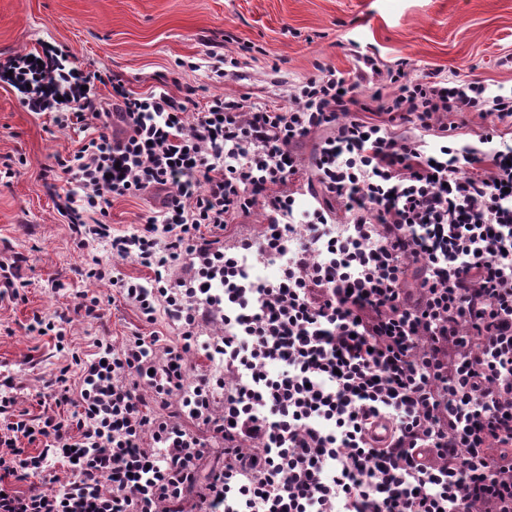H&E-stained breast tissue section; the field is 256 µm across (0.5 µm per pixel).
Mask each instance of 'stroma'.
Masks as SVG:
<instances>
[{
  "instance_id": "35a3bbf8",
  "label": "stroma",
  "mask_w": 512,
  "mask_h": 512,
  "mask_svg": "<svg viewBox=\"0 0 512 512\" xmlns=\"http://www.w3.org/2000/svg\"><path fill=\"white\" fill-rule=\"evenodd\" d=\"M46 46L82 68L110 71L137 93L161 84L173 93L194 86L201 105L222 92L251 107L286 103L316 63L349 70L358 50L384 68L407 61L413 78L433 72L510 87L512 68L504 61L512 59V0H0V61ZM230 53L237 68L215 84L211 69ZM182 59L194 69L179 67ZM436 121L456 125L460 146H478L491 129L512 145V118L452 112ZM329 133L322 128L298 145L304 166L283 189L298 209L324 208L339 226L347 222L344 208L309 166L316 143ZM82 137L79 127L27 112L18 93L0 82V166L16 172L0 180V263L23 256L26 282L16 300L0 303V373L13 378L18 409L33 416L55 413L42 392L64 364L49 337L26 331L33 314L72 313L69 338L82 354L100 336L119 344L155 331L174 343L180 334L165 312L146 324L113 289L81 274L87 254L57 210L51 171ZM161 201L157 193L114 199L106 221L115 233L137 232ZM81 291L98 295L101 319L73 314Z\"/></svg>"
}]
</instances>
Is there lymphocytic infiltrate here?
Returning a JSON list of instances; mask_svg holds the SVG:
<instances>
[{
	"mask_svg": "<svg viewBox=\"0 0 512 512\" xmlns=\"http://www.w3.org/2000/svg\"><path fill=\"white\" fill-rule=\"evenodd\" d=\"M357 61L355 72L320 65L288 103L251 109L221 94L198 105L191 86L136 93L49 50L0 62L27 111L100 124L57 161L58 211L79 249L108 243L152 276H116L94 258L86 279L145 323L162 309L181 330L176 345L102 336L82 356L69 315H33L27 332L71 356L48 395L71 414L16 412L13 380L0 378V512H512V146L491 132L480 149L444 133L430 144L360 117L365 95L421 132L444 112L511 119L512 89ZM372 76L392 93L366 91ZM323 127L315 175L351 212L345 235L278 189L300 171L296 145ZM159 189L169 195L140 231L104 222L113 199ZM259 204L262 238L225 249L229 220ZM243 250L281 259L278 278L245 284ZM411 260L424 273L410 293ZM180 264L188 273L173 278ZM215 316L224 335L200 343ZM199 347L224 371L188 389ZM378 418L393 425L380 448ZM212 441L224 464L204 477ZM59 466L68 481L45 490Z\"/></svg>",
	"mask_w": 512,
	"mask_h": 512,
	"instance_id": "f902f5d3",
	"label": "lymphocytic infiltrate"
}]
</instances>
